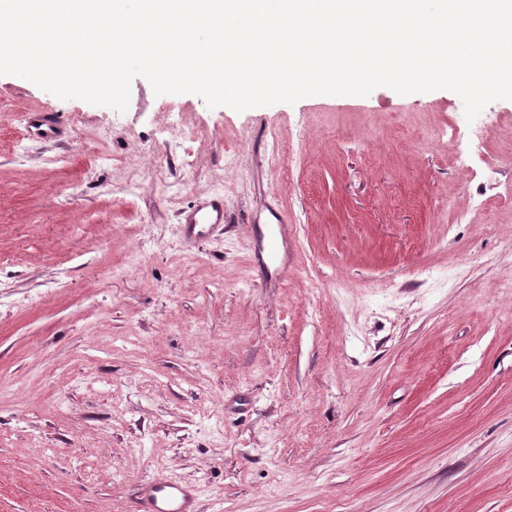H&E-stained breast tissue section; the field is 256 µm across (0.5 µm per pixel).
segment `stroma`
I'll use <instances>...</instances> for the list:
<instances>
[{
  "label": "stroma",
  "mask_w": 512,
  "mask_h": 512,
  "mask_svg": "<svg viewBox=\"0 0 512 512\" xmlns=\"http://www.w3.org/2000/svg\"><path fill=\"white\" fill-rule=\"evenodd\" d=\"M479 119L142 77L120 113L0 75V512H136L166 476L197 512H512V100ZM280 218L284 280L254 252ZM28 133L42 139H53L59 135L57 119L47 112L29 113L26 116ZM181 215L185 239L189 244H194L223 226L224 197H200Z\"/></svg>",
  "instance_id": "obj_1"
}]
</instances>
